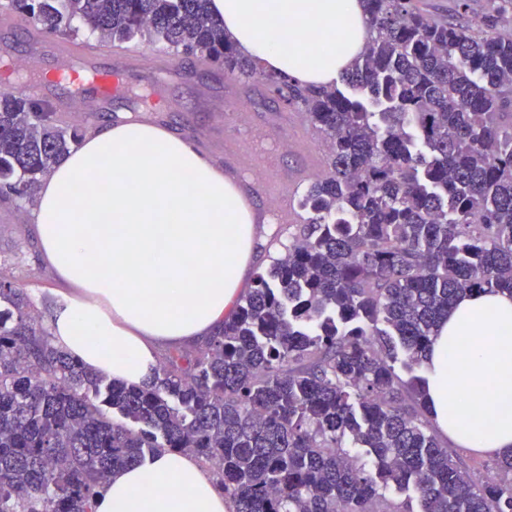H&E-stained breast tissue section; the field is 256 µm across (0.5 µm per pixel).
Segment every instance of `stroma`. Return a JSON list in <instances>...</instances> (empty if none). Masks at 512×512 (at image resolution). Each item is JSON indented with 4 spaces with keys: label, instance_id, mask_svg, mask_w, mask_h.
Segmentation results:
<instances>
[{
    "label": "stroma",
    "instance_id": "35a3bbf8",
    "mask_svg": "<svg viewBox=\"0 0 512 512\" xmlns=\"http://www.w3.org/2000/svg\"><path fill=\"white\" fill-rule=\"evenodd\" d=\"M44 36L38 22L23 20L10 9L8 0H0V65L15 69L23 77L32 75L35 45ZM138 46L143 55L127 65V92L101 104L81 96L75 87L61 80L46 86L40 103L48 110H59L61 122L79 125L86 132L127 120L164 127L189 139L200 154L229 174L237 159L225 153L224 139L231 134L234 123L219 107L235 96L243 103L247 127L279 132L287 142L280 158L284 168L306 164L309 177L323 173L326 157L320 139L302 141L296 135L297 130L310 128L305 116L264 101L256 82L225 79L210 63L173 55L145 39ZM239 184L264 229L263 260L255 266L262 272L288 244L291 231L287 225L276 223L273 204L257 179L243 178ZM34 201L31 194L0 198V273L24 288L36 309L48 319L66 286L38 255L32 234Z\"/></svg>",
    "mask_w": 512,
    "mask_h": 512
}]
</instances>
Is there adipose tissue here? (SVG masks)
Returning a JSON list of instances; mask_svg holds the SVG:
<instances>
[{"mask_svg":"<svg viewBox=\"0 0 512 512\" xmlns=\"http://www.w3.org/2000/svg\"><path fill=\"white\" fill-rule=\"evenodd\" d=\"M268 69L321 84L363 48L361 0H209ZM40 257L69 286L50 323L88 370L138 384L162 348L207 340L242 293L261 242L252 207L184 137L145 122L92 132L42 182ZM433 422L455 445L512 455V295L460 298L425 362ZM466 396L451 410V395ZM193 457L163 452L113 477L96 512H230Z\"/></svg>","mask_w":512,"mask_h":512,"instance_id":"adipose-tissue-1","label":"adipose tissue"}]
</instances>
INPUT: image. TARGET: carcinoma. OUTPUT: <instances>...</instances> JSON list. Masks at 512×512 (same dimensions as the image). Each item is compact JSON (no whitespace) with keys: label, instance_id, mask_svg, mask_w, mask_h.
<instances>
[{"label":"carcinoma","instance_id":"1","mask_svg":"<svg viewBox=\"0 0 512 512\" xmlns=\"http://www.w3.org/2000/svg\"><path fill=\"white\" fill-rule=\"evenodd\" d=\"M209 0H10L50 36L80 18L105 44L149 38L264 84L322 139L302 223L204 347L140 384L54 345L0 276V512H95L109 475L163 452L211 464L232 512H512V458L475 482L424 401L439 322L467 293L512 294V0L434 18L363 0L342 85L244 55ZM82 134L0 90V180L13 195ZM410 491L400 503L386 490ZM417 501L419 510L409 507Z\"/></svg>","mask_w":512,"mask_h":512}]
</instances>
